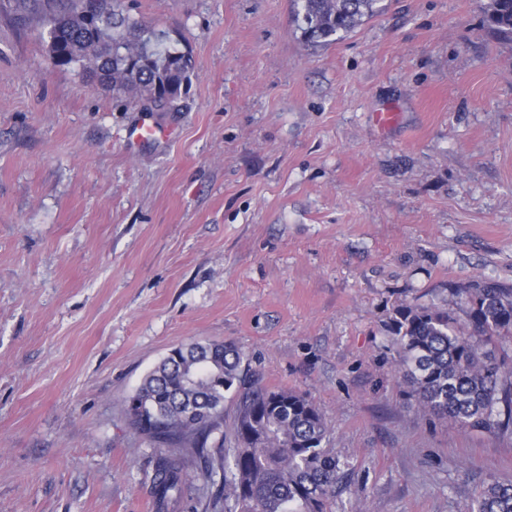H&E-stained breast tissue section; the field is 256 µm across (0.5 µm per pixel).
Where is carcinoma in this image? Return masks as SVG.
Masks as SVG:
<instances>
[{"label":"carcinoma","instance_id":"obj_1","mask_svg":"<svg viewBox=\"0 0 512 512\" xmlns=\"http://www.w3.org/2000/svg\"><path fill=\"white\" fill-rule=\"evenodd\" d=\"M122 0L87 19L83 0H0V10L36 12L48 27L54 67L78 66L119 95L186 93L192 57L169 48ZM301 37L328 44L377 13L378 0H294ZM488 27L512 39V0H488ZM466 320L436 305H402L390 344L426 413L463 431L512 435V288L480 280L459 288ZM235 412L224 427V401ZM129 425L158 448L150 492L172 512L191 483L223 472L233 512H334L346 464L329 447V425L301 392L272 390L233 342L172 349L126 406ZM469 512H512V482L489 480Z\"/></svg>","mask_w":512,"mask_h":512}]
</instances>
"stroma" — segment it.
Listing matches in <instances>:
<instances>
[{"label":"stroma","instance_id":"stroma-1","mask_svg":"<svg viewBox=\"0 0 512 512\" xmlns=\"http://www.w3.org/2000/svg\"><path fill=\"white\" fill-rule=\"evenodd\" d=\"M486 2L382 0L311 45L292 0H125L193 59L171 112L0 13V512H156L125 404L192 341L317 404L335 512H467L512 480V437L421 410L389 342L399 305L512 286V42ZM144 119L164 137L130 144Z\"/></svg>","mask_w":512,"mask_h":512}]
</instances>
